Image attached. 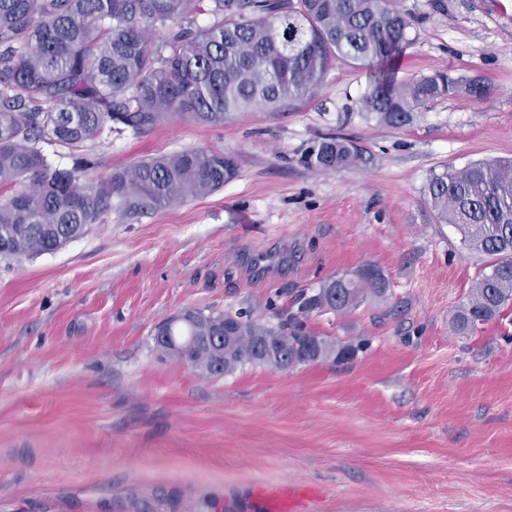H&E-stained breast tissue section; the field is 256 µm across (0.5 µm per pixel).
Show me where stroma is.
Instances as JSON below:
<instances>
[{
  "label": "stroma",
  "mask_w": 512,
  "mask_h": 512,
  "mask_svg": "<svg viewBox=\"0 0 512 512\" xmlns=\"http://www.w3.org/2000/svg\"><path fill=\"white\" fill-rule=\"evenodd\" d=\"M401 78L444 70L487 89L394 129L364 112L369 71L221 124L45 146L99 179L202 148L234 179L146 214L112 210L80 239L0 256V512H260L258 484L323 486L307 512H512V320L458 333L484 265L438 219L432 174L512 160V0H399ZM328 135L358 165L307 167ZM379 270L384 298L309 325L344 358L207 376L162 355L157 326L196 308L267 320L302 290Z\"/></svg>",
  "instance_id": "stroma-1"
}]
</instances>
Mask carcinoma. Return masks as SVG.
<instances>
[{
    "mask_svg": "<svg viewBox=\"0 0 512 512\" xmlns=\"http://www.w3.org/2000/svg\"><path fill=\"white\" fill-rule=\"evenodd\" d=\"M0 0V244L10 256L50 253L82 237L116 205L134 213L204 197L237 174L221 152L190 149L140 160L98 181L52 165L42 144L78 146L104 131L141 133L168 116L222 123L239 112L277 110L313 96L337 63L370 67L364 111L391 128L411 124L435 101L460 90L477 99L485 86L446 72L398 78L391 62L410 46V22L395 0ZM208 11L201 28L194 16ZM167 37L155 39L157 27ZM359 149L339 136L305 153L308 166L340 170ZM432 207L486 263L455 314L458 331L475 333L512 307V162L477 161L434 175ZM386 288L370 265L355 280L332 279L300 293L297 312L260 321L246 312L240 338L224 344V367L211 345L186 351L196 369L230 376L255 364L260 338L272 336L298 364L343 354L308 329L322 307L345 313ZM235 313H209L193 335L212 336ZM319 342L305 356V337Z\"/></svg>",
    "mask_w": 512,
    "mask_h": 512,
    "instance_id": "carcinoma-1",
    "label": "carcinoma"
}]
</instances>
